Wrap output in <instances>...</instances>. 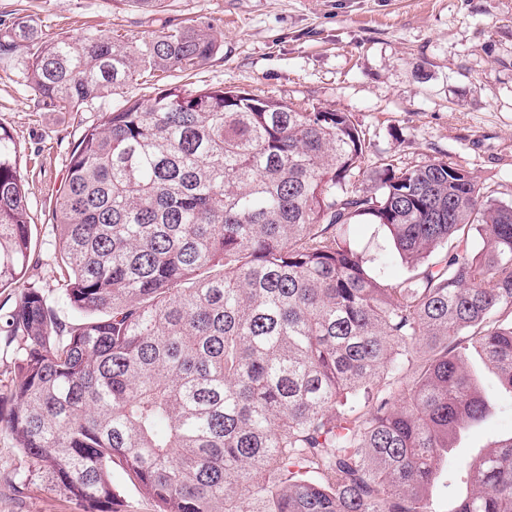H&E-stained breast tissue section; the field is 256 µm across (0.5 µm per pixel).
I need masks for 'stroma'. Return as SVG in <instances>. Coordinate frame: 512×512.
<instances>
[{"label": "stroma", "instance_id": "1", "mask_svg": "<svg viewBox=\"0 0 512 512\" xmlns=\"http://www.w3.org/2000/svg\"><path fill=\"white\" fill-rule=\"evenodd\" d=\"M31 16L44 34L99 28L115 42L208 26L221 50L200 69L168 72L105 101L119 108L172 85L246 89L296 107L350 113L369 144L365 171L443 158L512 201V0H166L144 13L126 0H0V25ZM97 108L61 112L34 95L18 65L0 63V125L13 134L27 184L35 263L48 301L59 293L52 214L70 152ZM500 411L463 437L469 456L512 434V394L480 369ZM467 479L455 465L429 489L432 512H454ZM0 512H82L0 429Z\"/></svg>", "mask_w": 512, "mask_h": 512}]
</instances>
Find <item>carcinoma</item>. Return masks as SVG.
<instances>
[{"mask_svg": "<svg viewBox=\"0 0 512 512\" xmlns=\"http://www.w3.org/2000/svg\"><path fill=\"white\" fill-rule=\"evenodd\" d=\"M219 50L198 23L122 44L47 38L28 15L0 29V59L76 112ZM367 152L351 114L244 89L171 86L100 113L53 211L65 321L24 280L26 181L0 126V288H22L0 313L14 447L85 512H118L114 465L159 512H431L448 449L489 412L467 351L512 393V202L442 158L382 163L362 188ZM361 223L393 252L356 249ZM459 465L454 512H512V435Z\"/></svg>", "mask_w": 512, "mask_h": 512, "instance_id": "1", "label": "carcinoma"}]
</instances>
